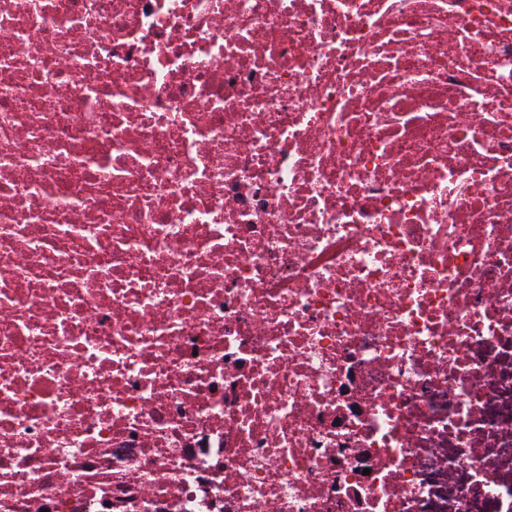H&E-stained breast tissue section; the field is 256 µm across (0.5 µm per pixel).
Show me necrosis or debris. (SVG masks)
Masks as SVG:
<instances>
[{
  "mask_svg": "<svg viewBox=\"0 0 512 512\" xmlns=\"http://www.w3.org/2000/svg\"><path fill=\"white\" fill-rule=\"evenodd\" d=\"M0 512H512V0H0Z\"/></svg>",
  "mask_w": 512,
  "mask_h": 512,
  "instance_id": "1",
  "label": "necrosis or debris"
}]
</instances>
